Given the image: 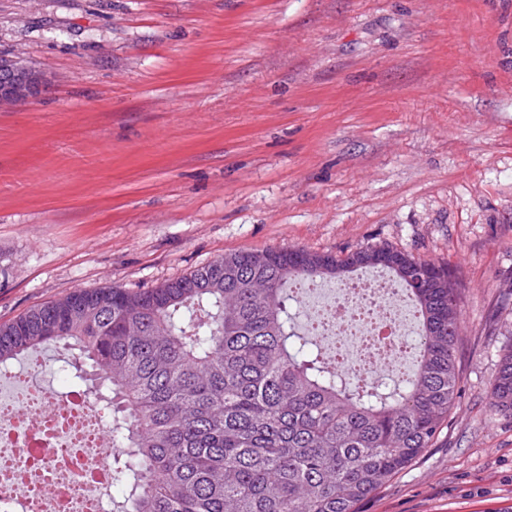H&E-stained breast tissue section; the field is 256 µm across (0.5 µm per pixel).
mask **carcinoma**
<instances>
[{"label": "carcinoma", "instance_id": "1", "mask_svg": "<svg viewBox=\"0 0 512 512\" xmlns=\"http://www.w3.org/2000/svg\"><path fill=\"white\" fill-rule=\"evenodd\" d=\"M366 268L418 314L416 366L358 383L292 312L295 286ZM460 293L448 267L388 245L338 261L305 249L226 254L157 288L75 290L0 325V368L57 352L108 419L113 512H358L436 446L459 397ZM512 415V347L490 392Z\"/></svg>", "mask_w": 512, "mask_h": 512}]
</instances>
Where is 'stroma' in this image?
Segmentation results:
<instances>
[{
	"label": "stroma",
	"instance_id": "obj_1",
	"mask_svg": "<svg viewBox=\"0 0 512 512\" xmlns=\"http://www.w3.org/2000/svg\"><path fill=\"white\" fill-rule=\"evenodd\" d=\"M0 324L240 250L388 245L460 284V396L359 512H512V0H0ZM42 89L39 75L14 61L0 58V106L32 98ZM491 408L496 414H512V346L504 353L498 375L490 392Z\"/></svg>",
	"mask_w": 512,
	"mask_h": 512
}]
</instances>
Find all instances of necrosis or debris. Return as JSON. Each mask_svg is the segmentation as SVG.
I'll use <instances>...</instances> for the list:
<instances>
[{
    "mask_svg": "<svg viewBox=\"0 0 512 512\" xmlns=\"http://www.w3.org/2000/svg\"><path fill=\"white\" fill-rule=\"evenodd\" d=\"M308 293L337 366L370 371L385 347H402L408 328L386 275ZM111 483L112 441L93 395L61 399L35 376L0 381V512H111Z\"/></svg>",
    "mask_w": 512,
    "mask_h": 512,
    "instance_id": "obj_1",
    "label": "necrosis or debris"
}]
</instances>
